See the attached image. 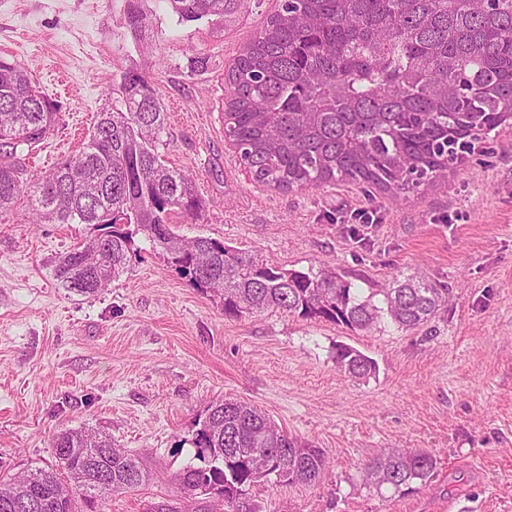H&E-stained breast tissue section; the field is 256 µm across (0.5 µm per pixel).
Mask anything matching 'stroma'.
Segmentation results:
<instances>
[{
  "label": "stroma",
  "mask_w": 512,
  "mask_h": 512,
  "mask_svg": "<svg viewBox=\"0 0 512 512\" xmlns=\"http://www.w3.org/2000/svg\"><path fill=\"white\" fill-rule=\"evenodd\" d=\"M279 4L236 0L224 16L181 22L166 0H0V56L60 106L54 132L20 160V199L0 215V470L54 468L55 436L88 428L151 472L104 512L161 501L213 512L174 477L194 462L208 407L237 399L330 459L315 484L254 486L256 512H512V124L475 142L447 177L393 197L348 182H257L224 132V77ZM134 5L146 15L139 35ZM130 71L167 114V165L193 176L206 204L180 234L285 269L335 267L362 289L419 275L447 288V306L408 330L277 309L231 318L142 236L107 288L67 291L55 267L93 228L31 223L33 188L79 150L111 103L107 84ZM341 344L372 358L375 373L340 372ZM398 449L434 455L433 478L398 492L371 484L366 464Z\"/></svg>",
  "instance_id": "stroma-1"
}]
</instances>
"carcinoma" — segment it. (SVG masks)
<instances>
[{
	"mask_svg": "<svg viewBox=\"0 0 512 512\" xmlns=\"http://www.w3.org/2000/svg\"><path fill=\"white\" fill-rule=\"evenodd\" d=\"M181 21L224 15L226 0H165ZM33 79L0 58V214L21 193L18 155L48 137L57 109L31 93ZM225 133L254 178L278 189L359 181L381 191L417 189L455 168L472 143L512 119V0H280L259 36L227 71ZM123 107L102 109L79 152L37 183L32 224H89L100 233L55 269L61 285L94 295L124 269L145 235L176 273L218 298L224 315L268 309L349 329L388 320L401 329L430 321L447 289L396 276L362 296L334 269L264 263L207 236L187 239L173 219L204 208L190 174L165 164L163 106L143 76L121 83ZM336 364L352 378L376 370L349 346ZM194 446L199 464L174 476L184 494L216 495L230 512H255L250 487L290 470L321 477L328 458L288 435L257 407L224 400L207 409ZM57 469L0 475V512H95L114 492L150 478L135 454L106 434L72 429L53 442ZM426 451H392L366 467L395 491L429 480Z\"/></svg>",
	"mask_w": 512,
	"mask_h": 512,
	"instance_id": "obj_1",
	"label": "carcinoma"
}]
</instances>
